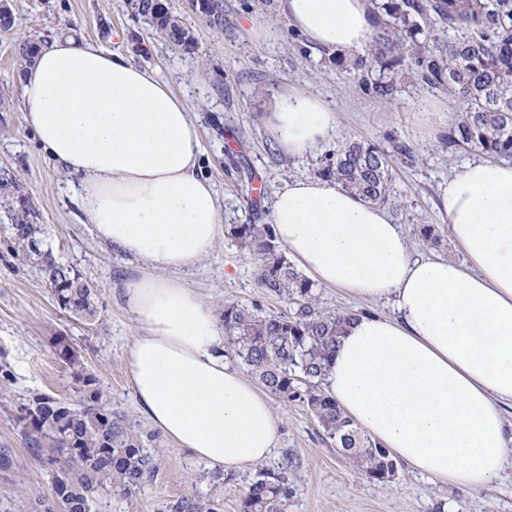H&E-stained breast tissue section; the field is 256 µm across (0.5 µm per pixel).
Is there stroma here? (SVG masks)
Segmentation results:
<instances>
[{
  "label": "stroma",
  "mask_w": 512,
  "mask_h": 512,
  "mask_svg": "<svg viewBox=\"0 0 512 512\" xmlns=\"http://www.w3.org/2000/svg\"><path fill=\"white\" fill-rule=\"evenodd\" d=\"M164 2L192 35L190 46H174L149 19L134 15L127 0H8L15 24L0 31V172L14 175L19 196L33 203L43 248L94 283L97 314L87 322L57 306L38 256L11 249L9 204L0 194V365L6 367L0 373V447L15 451L13 469L0 473V499L52 493V474L30 454L21 418L37 394L79 400L67 369L52 355V338L62 334L97 377L101 406L157 452L155 472L136 493L100 496L95 512H170L173 502L190 495L218 499L221 512H240L258 470H278L286 457L293 462L295 490L284 512H512L511 465L481 489L442 485L402 462L390 482L379 483L351 465L297 402L272 398L279 435L271 456L230 473L173 446L141 413L128 354L142 330L122 293L124 283L146 267L100 243L91 225L80 221L65 175L25 127L19 91L25 63L18 55L23 39L47 43L71 35L156 70L192 109L201 171L224 200L226 225L270 223L274 195L285 182L317 178L325 154L346 141L388 148L401 140L413 147L414 159L393 166L391 216L413 252L459 262L464 254L450 238L439 198L449 176L476 156L472 149L451 156L443 145L461 100L411 80L401 81L389 102L363 95L352 76L337 71L327 54L307 49L304 38L287 28L277 16V0H224L220 25L209 23L187 0ZM289 89L313 92L337 115L335 137L303 158L279 154L264 126L275 97ZM257 182L263 189L258 201L252 197ZM423 224L434 226L439 246L422 243ZM255 268L254 257L226 234L180 277L219 311L237 302L264 314L288 312L285 302L259 287Z\"/></svg>",
  "instance_id": "35a3bbf8"
}]
</instances>
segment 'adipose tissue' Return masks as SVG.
<instances>
[{"label":"adipose tissue","instance_id":"1","mask_svg":"<svg viewBox=\"0 0 512 512\" xmlns=\"http://www.w3.org/2000/svg\"><path fill=\"white\" fill-rule=\"evenodd\" d=\"M280 12L309 47L335 53L364 49L376 28L371 0H280ZM19 88L27 127L71 177L96 237L151 268L124 288L143 330L128 357L142 413L220 470L264 460L278 440L272 407L225 361L223 323L178 276L224 233L186 99L130 57L70 37L41 46ZM265 124L277 149L300 157L330 139L336 114L287 91ZM441 202L463 262L411 256L385 208L327 180L288 181L271 222L318 284L393 302L394 316L351 322L329 393L412 470L481 488L512 457V163H467Z\"/></svg>","mask_w":512,"mask_h":512}]
</instances>
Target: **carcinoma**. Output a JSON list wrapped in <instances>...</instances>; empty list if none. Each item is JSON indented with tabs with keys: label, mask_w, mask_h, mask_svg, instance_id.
I'll use <instances>...</instances> for the list:
<instances>
[{
	"label": "carcinoma",
	"mask_w": 512,
	"mask_h": 512,
	"mask_svg": "<svg viewBox=\"0 0 512 512\" xmlns=\"http://www.w3.org/2000/svg\"><path fill=\"white\" fill-rule=\"evenodd\" d=\"M200 13L223 23L224 0H191ZM382 16L364 52L351 62L336 55V70L354 74L360 91L388 101L407 75L463 100L465 109L448 124L449 153L477 149L492 158H512V0H376ZM135 12L150 17L167 38L189 45L191 37L166 4L133 0ZM411 146L392 150L347 141L330 153L323 179L368 202H391L394 160L411 161ZM28 199L8 210L14 249L38 256L55 303L70 315L92 320L95 288L74 269L55 260L35 239ZM229 234L257 261L256 280L267 295L292 305L288 314L262 315L237 302L224 304V334L248 372L269 393L301 403L339 451L372 480L385 483L397 470L388 451L364 434L321 388L336 347L353 312L319 307L314 283L288 262L271 224H231ZM53 356L69 369L76 407L37 394L25 407L23 430L30 453L53 474L51 498L0 501V512H93L96 498L112 491L135 493L155 469L140 435L112 417L99 401L97 377L82 366L65 336L53 338ZM293 493L288 464L260 470L249 484L242 512H281ZM213 498L185 497L170 512H218Z\"/></svg>",
	"instance_id": "obj_1"
}]
</instances>
